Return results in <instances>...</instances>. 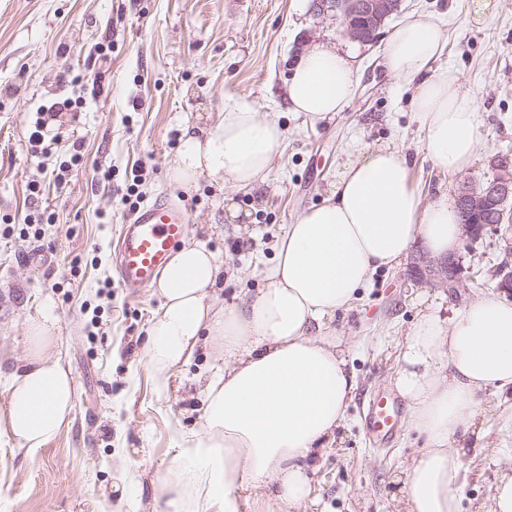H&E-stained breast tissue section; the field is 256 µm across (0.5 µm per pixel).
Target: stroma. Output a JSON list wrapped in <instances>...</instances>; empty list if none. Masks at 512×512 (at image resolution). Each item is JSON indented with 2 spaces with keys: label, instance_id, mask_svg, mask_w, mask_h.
<instances>
[{
  "label": "stroma",
  "instance_id": "1",
  "mask_svg": "<svg viewBox=\"0 0 512 512\" xmlns=\"http://www.w3.org/2000/svg\"><path fill=\"white\" fill-rule=\"evenodd\" d=\"M470 0H403L376 41L360 44L339 21L320 18L312 0H0V220L22 223L48 211L40 237L0 234V412L6 378L28 349L26 324L50 308L55 351L69 368L74 407L67 425L30 449L0 434V512H170L156 479L172 463L180 437L199 428L207 355L158 383L143 357L147 329L160 309L152 287L130 294L115 265V249L131 208L122 201L133 167H141L143 201L164 197L184 205L187 240L214 252L224 267L220 298L232 304L265 285L276 243L289 224L328 197L340 174L365 150L404 154L422 204L438 193L456 196L465 181L495 175V157L512 155V0H492L490 20L468 21ZM439 17L448 43L434 71L452 70L481 103V146L470 169L448 177L420 147L413 87L383 64L387 38L404 15ZM112 50L100 56L99 44ZM331 41L356 54L350 105L316 124L287 111L286 81L306 44ZM70 100L43 129L50 153L31 140L39 110ZM250 103L276 118L283 152L265 182L237 191L241 215L224 213V190L207 180L184 190L171 183L177 135L216 125L226 104ZM82 140L84 164L64 183L55 173ZM111 170V180L101 173ZM41 191L30 194V182ZM501 231L487 226L462 242L457 256L464 288L447 292L417 282L411 264L380 270L359 289L336 330L349 340L347 369L357 389L331 447L308 461L318 502L311 512H396L394 480L421 451L408 420L389 442L372 440L364 425L370 400L390 391L398 344L422 300L451 316L493 293L490 275L502 262ZM111 280V293L101 284ZM512 393L488 399L479 416L483 447L466 449L463 512H488L499 476L512 470V432L501 415ZM126 473L124 491L112 487Z\"/></svg>",
  "mask_w": 512,
  "mask_h": 512
}]
</instances>
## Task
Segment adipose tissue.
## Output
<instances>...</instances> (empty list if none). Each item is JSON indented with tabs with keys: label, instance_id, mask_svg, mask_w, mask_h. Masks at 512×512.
Instances as JSON below:
<instances>
[{
	"label": "adipose tissue",
	"instance_id": "ef3b65f1",
	"mask_svg": "<svg viewBox=\"0 0 512 512\" xmlns=\"http://www.w3.org/2000/svg\"><path fill=\"white\" fill-rule=\"evenodd\" d=\"M444 48L436 16L407 15L388 37L384 65L414 88L422 149L441 172L466 171L480 148L479 103L451 72L433 73ZM351 54L328 43L303 52L287 80L291 111L310 123L344 111L355 90ZM279 123L245 102L225 107L213 130L185 133L169 167L184 188L199 178L252 188L284 149ZM447 196L421 205L399 152L370 149L346 167L332 195L288 225L266 284L249 299L218 301L223 268L200 244L175 251L154 283L159 312L144 357L157 380L208 345L215 369L200 429L157 481L173 512H280L315 502L307 459L334 441L355 394L346 348L332 321L371 276L399 266L416 246L452 254L461 240ZM30 347L8 380L0 432L38 448L67 422L74 384L52 355L49 313L27 325ZM393 385L406 401L423 451L404 471L397 512H461V456L483 433L488 395L512 388V301L484 295L442 318L419 311L399 345Z\"/></svg>",
	"mask_w": 512,
	"mask_h": 512
}]
</instances>
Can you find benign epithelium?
Masks as SVG:
<instances>
[{"instance_id": "1", "label": "benign epithelium", "mask_w": 512, "mask_h": 512, "mask_svg": "<svg viewBox=\"0 0 512 512\" xmlns=\"http://www.w3.org/2000/svg\"><path fill=\"white\" fill-rule=\"evenodd\" d=\"M401 0H312V10L319 17L339 18L344 26L343 34L353 42L370 43L388 17L398 11ZM456 205L461 211L462 237L465 240L479 239L484 230L482 224L466 222L469 214L489 210L500 224L512 223V159L502 156L497 159L494 180L475 185L469 181L458 188ZM415 272L427 282L456 292L464 287L462 267L458 259L448 256L433 261L421 254L414 262ZM496 289L512 295V265L505 262L498 266L494 275Z\"/></svg>"}]
</instances>
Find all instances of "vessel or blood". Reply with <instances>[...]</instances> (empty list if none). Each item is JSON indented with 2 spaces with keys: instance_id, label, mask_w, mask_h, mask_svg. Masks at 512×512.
<instances>
[{
  "instance_id": "1",
  "label": "vessel or blood",
  "mask_w": 512,
  "mask_h": 512,
  "mask_svg": "<svg viewBox=\"0 0 512 512\" xmlns=\"http://www.w3.org/2000/svg\"><path fill=\"white\" fill-rule=\"evenodd\" d=\"M188 228L189 216L177 204L159 199L135 209L123 226L116 254L124 288L134 294L156 279ZM400 418L401 407L394 397L382 395L370 401L367 424L373 433H391Z\"/></svg>"
}]
</instances>
